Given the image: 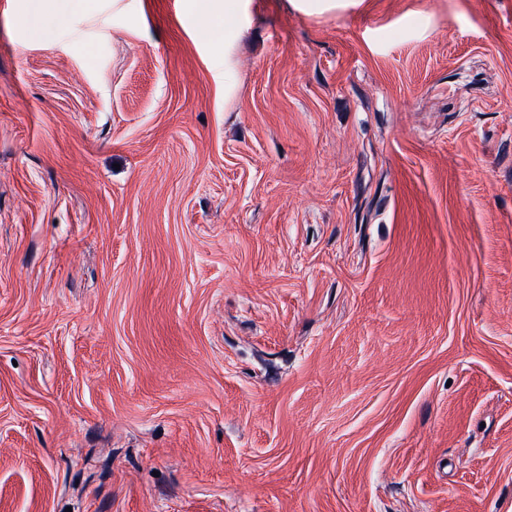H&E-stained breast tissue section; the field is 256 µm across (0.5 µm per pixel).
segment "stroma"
Returning a JSON list of instances; mask_svg holds the SVG:
<instances>
[{
  "label": "stroma",
  "instance_id": "stroma-1",
  "mask_svg": "<svg viewBox=\"0 0 512 512\" xmlns=\"http://www.w3.org/2000/svg\"><path fill=\"white\" fill-rule=\"evenodd\" d=\"M0 0V512H512V0ZM237 1L239 0H194L201 30L214 33L223 28L224 19H232L237 14Z\"/></svg>",
  "mask_w": 512,
  "mask_h": 512
}]
</instances>
